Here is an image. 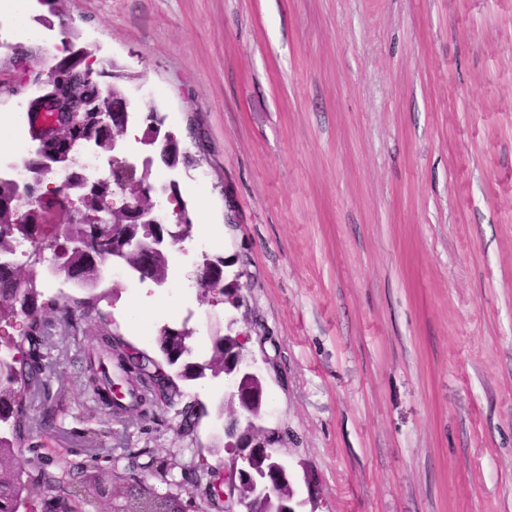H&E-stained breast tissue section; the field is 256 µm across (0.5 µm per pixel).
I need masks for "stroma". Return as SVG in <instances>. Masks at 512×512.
<instances>
[{
  "mask_svg": "<svg viewBox=\"0 0 512 512\" xmlns=\"http://www.w3.org/2000/svg\"><path fill=\"white\" fill-rule=\"evenodd\" d=\"M94 67L117 65L187 153L193 220L169 284L107 278L90 309L45 306L42 374L16 466L131 471L178 484L197 512L224 465V378L178 379L184 400L116 415L83 386L100 338L151 356L162 325L198 318L196 349L236 319L265 378L298 512H512V0H65ZM43 12L10 41L33 71L57 63ZM0 93L13 160L35 143ZM227 261L246 305L198 290L202 255ZM142 305L130 325L117 308Z\"/></svg>",
  "mask_w": 512,
  "mask_h": 512,
  "instance_id": "obj_1",
  "label": "stroma"
}]
</instances>
